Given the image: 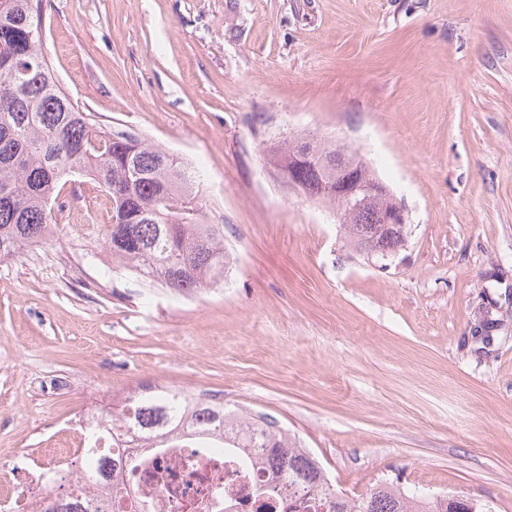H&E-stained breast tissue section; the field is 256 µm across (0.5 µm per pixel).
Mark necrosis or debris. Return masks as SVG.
I'll return each instance as SVG.
<instances>
[{
  "mask_svg": "<svg viewBox=\"0 0 512 512\" xmlns=\"http://www.w3.org/2000/svg\"><path fill=\"white\" fill-rule=\"evenodd\" d=\"M72 431L73 442L58 451V468L68 467L71 454L89 446L122 462L116 484L86 487L104 501L103 512H257L263 503L272 512H288L287 497L276 495L262 503L254 495L255 485L266 477L261 449H251L250 462L243 466L223 449L196 443L165 451L147 448L135 429L111 426L100 407L85 412ZM47 474L35 455L17 466L1 465L0 480L22 483L24 491L0 499V512H47Z\"/></svg>",
  "mask_w": 512,
  "mask_h": 512,
  "instance_id": "obj_1",
  "label": "necrosis or debris"
}]
</instances>
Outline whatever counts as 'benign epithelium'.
Instances as JSON below:
<instances>
[{
  "label": "benign epithelium",
  "instance_id": "obj_1",
  "mask_svg": "<svg viewBox=\"0 0 512 512\" xmlns=\"http://www.w3.org/2000/svg\"><path fill=\"white\" fill-rule=\"evenodd\" d=\"M307 166L331 169V165L324 159L311 154L309 151L298 149L288 154V162L280 163L276 168L278 180L290 190L307 192L302 183L299 172ZM318 195L338 198L346 201L349 215L365 211L367 203L381 201L383 205L371 218L372 223L382 224L389 230H397L408 223V214L402 202L398 201L388 186L379 179L360 180L356 177L345 178L338 174L321 182L317 190Z\"/></svg>",
  "mask_w": 512,
  "mask_h": 512
}]
</instances>
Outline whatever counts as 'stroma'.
I'll return each mask as SVG.
<instances>
[{
	"label": "stroma",
	"instance_id": "35a3bbf8",
	"mask_svg": "<svg viewBox=\"0 0 512 512\" xmlns=\"http://www.w3.org/2000/svg\"><path fill=\"white\" fill-rule=\"evenodd\" d=\"M43 51L104 129L199 172L223 282L112 265L85 180L0 263V463L87 405L204 391L295 436L349 496L384 478L512 512V0H44ZM347 147L401 200L366 256L270 143ZM491 321L487 337L476 328Z\"/></svg>",
	"mask_w": 512,
	"mask_h": 512
}]
</instances>
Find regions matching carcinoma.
Segmentation results:
<instances>
[{"label":"carcinoma","instance_id":"1","mask_svg":"<svg viewBox=\"0 0 512 512\" xmlns=\"http://www.w3.org/2000/svg\"><path fill=\"white\" fill-rule=\"evenodd\" d=\"M42 0H0V261L47 240L53 211L63 210L75 177L102 187L111 202L104 249L112 262L187 295L224 279L230 256L224 230L200 221L194 176L164 149L130 134L103 129L61 87L42 46ZM318 154L339 153L365 178L375 174L345 149L312 142ZM130 408L148 432L182 415L192 396L144 387ZM195 434L215 448H263L268 466L304 512H496L490 502L406 494L394 482L364 496L334 488L320 462L268 417H246L210 398L196 406ZM49 512H87L77 498L58 496Z\"/></svg>","mask_w":512,"mask_h":512}]
</instances>
